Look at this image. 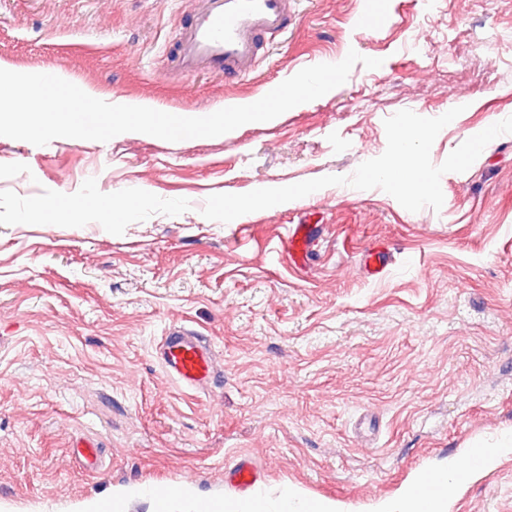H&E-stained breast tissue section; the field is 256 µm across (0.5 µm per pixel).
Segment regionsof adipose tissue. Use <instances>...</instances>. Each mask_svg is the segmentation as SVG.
Here are the masks:
<instances>
[{
	"label": "adipose tissue",
	"instance_id": "1",
	"mask_svg": "<svg viewBox=\"0 0 512 512\" xmlns=\"http://www.w3.org/2000/svg\"><path fill=\"white\" fill-rule=\"evenodd\" d=\"M471 477L464 461L433 473L428 493H420V480H413L393 498L378 503L375 512H448V500Z\"/></svg>",
	"mask_w": 512,
	"mask_h": 512
}]
</instances>
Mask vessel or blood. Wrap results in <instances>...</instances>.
<instances>
[{
    "label": "vessel or blood",
    "instance_id": "obj_1",
    "mask_svg": "<svg viewBox=\"0 0 512 512\" xmlns=\"http://www.w3.org/2000/svg\"><path fill=\"white\" fill-rule=\"evenodd\" d=\"M288 0H200L195 16L181 26L173 63L177 70H206L236 81L252 73L266 43L290 25ZM314 230L307 224L288 229V247L297 259L312 248ZM166 372L186 388L211 384L217 369L210 344L186 326H173L162 338Z\"/></svg>",
    "mask_w": 512,
    "mask_h": 512
}]
</instances>
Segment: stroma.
Listing matches in <instances>:
<instances>
[{
  "label": "stroma",
  "mask_w": 512,
  "mask_h": 512,
  "mask_svg": "<svg viewBox=\"0 0 512 512\" xmlns=\"http://www.w3.org/2000/svg\"><path fill=\"white\" fill-rule=\"evenodd\" d=\"M175 0H0V62L163 112L256 102L267 84L348 51L382 59L270 122L169 142L130 133L44 146L0 136V512H199L261 472L300 512H372L473 445L512 435V134L441 178L440 210L325 187L221 223L213 194L349 176L401 110L462 112L441 164L512 116V0H291L297 17L236 83L165 59ZM55 217L29 219L37 198ZM119 220L107 221L113 204ZM316 224L308 261L287 228ZM388 266L364 268L371 249ZM206 336L222 379L177 384L165 331ZM95 441L88 469L78 444ZM448 512H512V453Z\"/></svg>",
  "instance_id": "stroma-1"
}]
</instances>
